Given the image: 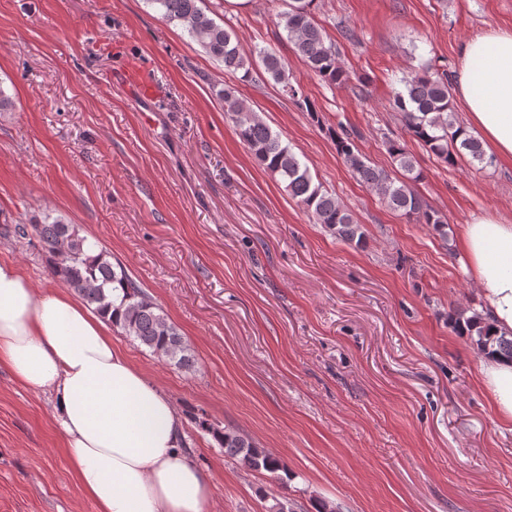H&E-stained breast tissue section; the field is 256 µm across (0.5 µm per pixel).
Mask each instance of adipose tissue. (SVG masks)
Returning a JSON list of instances; mask_svg holds the SVG:
<instances>
[{
    "mask_svg": "<svg viewBox=\"0 0 512 512\" xmlns=\"http://www.w3.org/2000/svg\"><path fill=\"white\" fill-rule=\"evenodd\" d=\"M455 94L486 151L512 160V29L467 41ZM462 241L485 317L512 333V223L475 216ZM0 362L52 395L71 472L96 512H208L212 485L188 458L180 410L113 346L104 319L10 264H0ZM479 373L512 422V361L483 359Z\"/></svg>",
    "mask_w": 512,
    "mask_h": 512,
    "instance_id": "adipose-tissue-1",
    "label": "adipose tissue"
}]
</instances>
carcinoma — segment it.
Wrapping results in <instances>:
<instances>
[{"instance_id": "1", "label": "carcinoma", "mask_w": 512, "mask_h": 512, "mask_svg": "<svg viewBox=\"0 0 512 512\" xmlns=\"http://www.w3.org/2000/svg\"><path fill=\"white\" fill-rule=\"evenodd\" d=\"M162 11V17L179 24L205 52L224 65V70L243 71L249 78L261 65L282 91L310 113L312 103L288 77L287 64L277 53L261 49L248 57L239 48L232 33L218 25L200 6V0H148ZM280 24L287 32L295 54L315 75L332 84H345L349 72L336 59V44L314 22L309 0H287L280 13ZM404 89L394 93L392 108L400 114L410 138L427 147L441 161L453 165L457 157L467 154L471 161L488 164L479 140L463 131L453 119L451 80L428 64L403 80ZM224 100V112L232 120L236 134L254 158L283 185L284 191L297 200L316 223L323 225L336 239L361 246L366 241L363 226L331 193L314 181L307 165L287 145L282 144L259 116L245 107L235 90L217 91ZM337 154L356 178L376 189L393 210L420 224H430L448 238V222L414 188L422 178L407 142L386 141L387 152L395 170L390 172L371 164L357 145L354 132L340 126L328 129ZM14 232L24 238L33 236L41 243L50 275L78 294L97 313L109 316L112 327L147 347L151 353L178 369L191 370L195 358L190 345L171 323L161 307L143 290L121 263H112L105 250L94 251L88 239L73 224L45 213L27 224L15 225ZM458 330L470 337L479 353L512 359V335L497 336L476 310L471 315L460 312ZM194 424L213 436L224 455L239 461L249 470L283 480L288 469L272 452L258 447L247 435L232 428L221 429L206 413L192 416Z\"/></svg>"}]
</instances>
